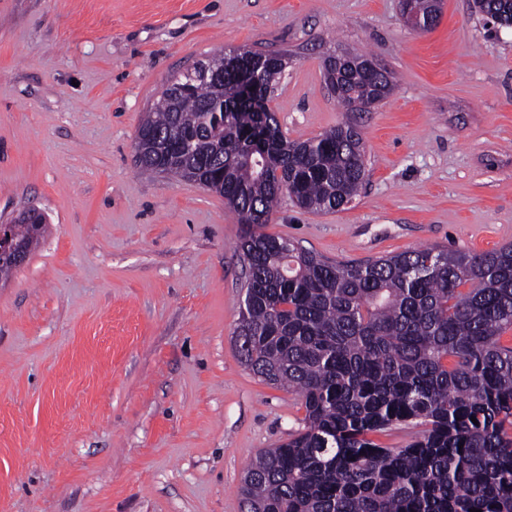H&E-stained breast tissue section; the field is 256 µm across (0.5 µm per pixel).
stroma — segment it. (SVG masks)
<instances>
[{
    "mask_svg": "<svg viewBox=\"0 0 512 512\" xmlns=\"http://www.w3.org/2000/svg\"><path fill=\"white\" fill-rule=\"evenodd\" d=\"M244 48L288 55L289 139L349 120L366 144L350 205L285 198L266 233L354 262L512 244V27L472 0L427 32L398 0H0V224L47 225L0 281V512H242L247 464L302 428L240 361L236 216L135 162L168 81ZM333 51L372 53L392 93L343 111Z\"/></svg>",
    "mask_w": 512,
    "mask_h": 512,
    "instance_id": "stroma-1",
    "label": "stroma"
}]
</instances>
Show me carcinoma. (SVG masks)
I'll return each instance as SVG.
<instances>
[{
    "mask_svg": "<svg viewBox=\"0 0 512 512\" xmlns=\"http://www.w3.org/2000/svg\"><path fill=\"white\" fill-rule=\"evenodd\" d=\"M512 25V0H473ZM186 72L163 89L134 143L146 172L224 197L242 224L236 344L247 368L295 393L303 427L246 468L243 512H512V245L482 253L423 246L363 262L331 261L262 228L283 196L344 209L366 181L365 143L344 122L305 140L267 102ZM386 70L353 75L348 112L387 97ZM189 152L161 166L157 138ZM31 218L11 225L32 250ZM419 428L401 448L374 439Z\"/></svg>",
    "mask_w": 512,
    "mask_h": 512,
    "instance_id": "1",
    "label": "carcinoma"
}]
</instances>
